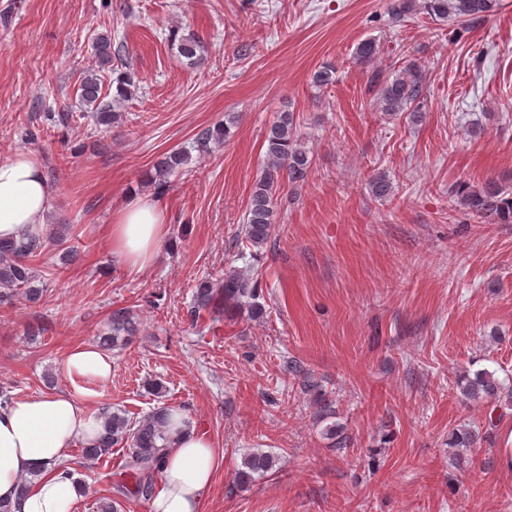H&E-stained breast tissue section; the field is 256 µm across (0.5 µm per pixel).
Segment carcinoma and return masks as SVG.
<instances>
[{
  "instance_id": "carcinoma-1",
  "label": "carcinoma",
  "mask_w": 512,
  "mask_h": 512,
  "mask_svg": "<svg viewBox=\"0 0 512 512\" xmlns=\"http://www.w3.org/2000/svg\"><path fill=\"white\" fill-rule=\"evenodd\" d=\"M414 0H390L389 13L399 22L413 11ZM500 0H423L426 13L441 21L452 20L466 23L484 19L496 12ZM177 51L192 65H200L205 60L204 45L193 32L181 35L177 40ZM378 54L377 43L372 39L360 42L355 50V60L364 65L374 64ZM115 52L112 39L100 35L96 43L97 68L91 69L82 79L80 98L92 112L95 123L109 127L118 121L115 104L126 101L133 95L134 75L124 72L116 78V96L110 102L102 95L100 72L112 68ZM373 88L380 110L395 117H405L412 123L422 120V109L426 98L424 72L415 63H407L388 75L376 72L372 77ZM234 121L205 128L198 134L199 149L211 144H221L231 136ZM266 164L260 178L254 183L248 209L245 214L244 236L256 248L265 245L275 227V201L283 184L299 186L307 178L313 162L311 151L304 146L294 113L284 112L268 129L265 136ZM189 156L174 151L165 156L155 168L151 182L158 190L166 188L167 178L187 164ZM369 188L373 196L385 198L392 193V183L385 174H378L370 180ZM461 201L470 212L494 224H512V196H508L496 181H487L480 187L470 189L465 186L458 191ZM44 242L38 238L20 240L0 239V303L20 296L28 302H37L43 289L35 282L38 275L32 262L40 257ZM259 297L257 282L246 272L229 268L224 278L218 282L208 279L196 285L194 309L215 313L235 314L241 312L245 304H250L251 314L262 312L256 299ZM137 333V323L127 308L112 310L107 319V332L100 337V347L104 350H122ZM288 374L303 379L304 391L312 394L311 403L316 408V416L325 421L335 417L333 400L321 386L309 383V372L300 360L288 359ZM456 388L460 396L471 403L488 404L492 409L512 408V383H507L489 370L475 373L465 372L457 377ZM175 411L161 406L142 418L131 421L121 411L103 412L104 429L99 437L83 447L82 458L97 462L112 454L116 446L128 447L126 465L134 479L132 494L147 498L152 495L155 482L160 475L163 461L172 443L171 427L174 425ZM322 439L330 442V447L339 450L350 445V437L344 427L334 421L322 428ZM479 431L461 428L452 433L451 444L455 448H475L481 444ZM274 457L262 451L248 454L244 458L243 469L237 472V480L247 484L254 476H262L272 470Z\"/></svg>"
}]
</instances>
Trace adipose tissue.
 Segmentation results:
<instances>
[{
	"label": "adipose tissue",
	"instance_id": "ef3b65f1",
	"mask_svg": "<svg viewBox=\"0 0 512 512\" xmlns=\"http://www.w3.org/2000/svg\"><path fill=\"white\" fill-rule=\"evenodd\" d=\"M50 185L39 158L20 152L0 161V238L41 235L50 198ZM159 200L133 196L110 226L112 253L131 272L145 268L165 237ZM63 371L71 383L87 378L106 381L112 359L85 344L67 355ZM97 409L77 394L57 392L11 402L0 407V500L13 512H78L89 491L62 466L70 448L93 441L103 430ZM161 478L154 488L151 512H200L222 455L196 428L177 426ZM33 476L29 487L22 477Z\"/></svg>",
	"mask_w": 512,
	"mask_h": 512
}]
</instances>
